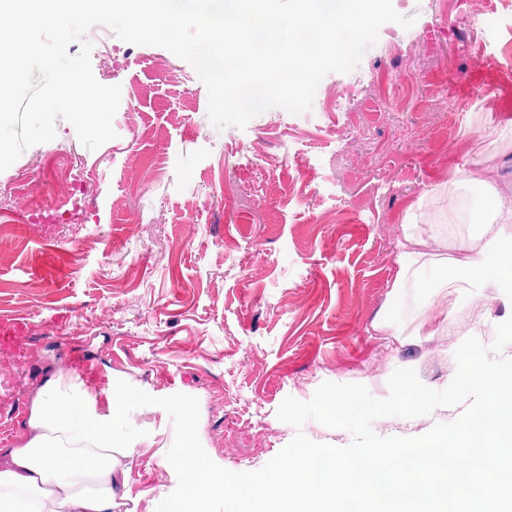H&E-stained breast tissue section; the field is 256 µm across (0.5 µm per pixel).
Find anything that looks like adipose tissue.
I'll return each instance as SVG.
<instances>
[{
	"instance_id": "1",
	"label": "adipose tissue",
	"mask_w": 512,
	"mask_h": 512,
	"mask_svg": "<svg viewBox=\"0 0 512 512\" xmlns=\"http://www.w3.org/2000/svg\"><path fill=\"white\" fill-rule=\"evenodd\" d=\"M470 135L499 141L494 156L468 155L448 181L449 192L467 190L477 229L459 256H427L426 235L409 209L394 279L396 300L412 297L417 331L431 314L493 288L512 294V195L499 189L500 164L512 159V119L470 128ZM139 398L133 389L106 394L77 384L64 370L50 376L32 399L20 445L0 450V512H113L117 453L139 445L130 430Z\"/></svg>"
}]
</instances>
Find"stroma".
Listing matches in <instances>:
<instances>
[{"label": "stroma", "mask_w": 512, "mask_h": 512, "mask_svg": "<svg viewBox=\"0 0 512 512\" xmlns=\"http://www.w3.org/2000/svg\"><path fill=\"white\" fill-rule=\"evenodd\" d=\"M413 18L388 23L350 73L327 74L309 111L271 108L245 128L216 129L194 68L167 49L112 39L121 88L115 139L85 148L73 126L0 172V314L30 321L37 349L15 390L19 443L44 379L64 366L50 319L98 361L102 389L123 380L151 396L199 400V441L218 466L263 468L296 435L345 446L352 435L315 421L295 428L276 411L326 381L361 383L378 399L400 367L428 387L452 380L454 352L512 316V298L433 312L432 335L391 339L373 329L393 302L402 224L419 207L442 224L447 185L466 153L490 150L464 130L485 121V94L448 99L449 73L479 43L512 56V0H393ZM483 17L475 26V17ZM94 191L72 196L67 165ZM69 210L63 224L30 214ZM462 406L415 419L380 418L382 437H417ZM144 445L121 457L128 492L116 512H156L177 487L167 460L175 433L158 406L138 408Z\"/></svg>", "instance_id": "stroma-1"}]
</instances>
